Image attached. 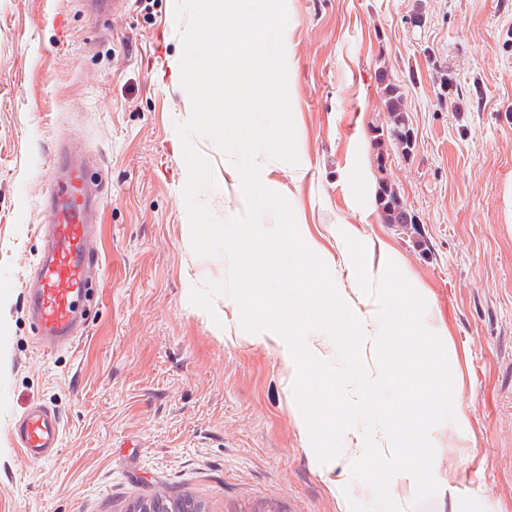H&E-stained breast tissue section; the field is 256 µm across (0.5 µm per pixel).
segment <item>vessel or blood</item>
Segmentation results:
<instances>
[{
  "mask_svg": "<svg viewBox=\"0 0 512 512\" xmlns=\"http://www.w3.org/2000/svg\"><path fill=\"white\" fill-rule=\"evenodd\" d=\"M104 195L103 185L92 183L83 162L65 152L56 153L42 200L40 229L47 238V249L36 262L33 276L23 282L40 347H70L79 339V305L99 266L91 224ZM13 431L26 455L36 459L55 455L61 446L60 422L43 408L28 412Z\"/></svg>",
  "mask_w": 512,
  "mask_h": 512,
  "instance_id": "b4317fda",
  "label": "vessel or blood"
}]
</instances>
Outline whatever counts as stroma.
<instances>
[{"label":"stroma","mask_w":512,"mask_h":512,"mask_svg":"<svg viewBox=\"0 0 512 512\" xmlns=\"http://www.w3.org/2000/svg\"><path fill=\"white\" fill-rule=\"evenodd\" d=\"M175 0H127L102 23L80 0H0V512H133L158 494L205 512H344L315 462L273 345L246 333L228 295L214 313L192 289L228 278L197 256L176 124ZM288 88L302 148L268 177L304 224L337 285L356 287L336 227L357 226L369 261L392 254L428 302L465 418L432 432L438 493L413 512H512V0H288ZM420 26H412L413 15ZM456 89L441 97L437 67ZM405 97L415 148L401 154L375 73ZM201 199L240 209L226 156ZM109 182L85 333L36 346L22 283L42 249L47 172L59 145ZM388 153L379 166L378 152ZM304 170L296 178V170ZM391 181L416 227L384 223ZM53 410L62 446L29 460L12 433Z\"/></svg>","instance_id":"obj_1"}]
</instances>
